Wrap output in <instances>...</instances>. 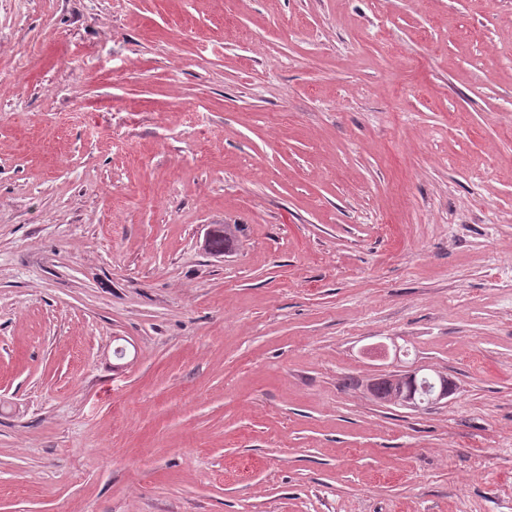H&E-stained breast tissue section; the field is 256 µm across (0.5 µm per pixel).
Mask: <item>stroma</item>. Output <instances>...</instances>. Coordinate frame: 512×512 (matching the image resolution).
Wrapping results in <instances>:
<instances>
[{
	"label": "stroma",
	"mask_w": 512,
	"mask_h": 512,
	"mask_svg": "<svg viewBox=\"0 0 512 512\" xmlns=\"http://www.w3.org/2000/svg\"><path fill=\"white\" fill-rule=\"evenodd\" d=\"M0 512H512V0H0ZM447 378L443 374H435L432 378L433 389L424 397L417 396H401V394L393 395V403L402 407L411 409H420L425 404V407H432L440 404L443 400L448 398V388L441 384L442 378Z\"/></svg>",
	"instance_id": "1"
}]
</instances>
